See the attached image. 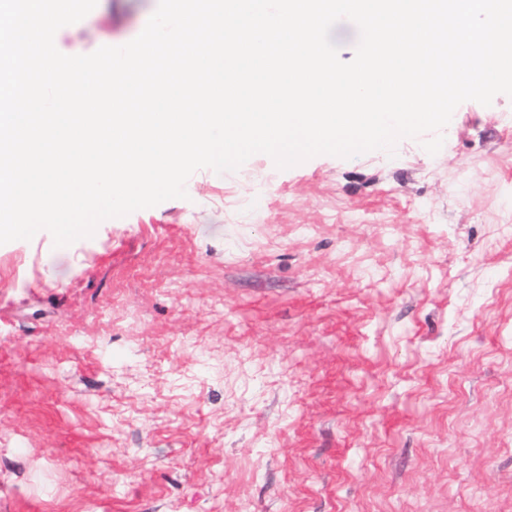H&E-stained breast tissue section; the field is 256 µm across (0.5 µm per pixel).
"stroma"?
I'll use <instances>...</instances> for the list:
<instances>
[{
	"label": "stroma",
	"mask_w": 512,
	"mask_h": 512,
	"mask_svg": "<svg viewBox=\"0 0 512 512\" xmlns=\"http://www.w3.org/2000/svg\"><path fill=\"white\" fill-rule=\"evenodd\" d=\"M444 136L1 244L0 512H512V97Z\"/></svg>",
	"instance_id": "1"
}]
</instances>
